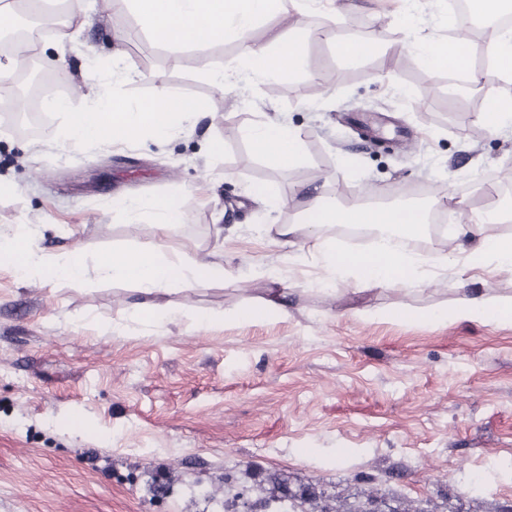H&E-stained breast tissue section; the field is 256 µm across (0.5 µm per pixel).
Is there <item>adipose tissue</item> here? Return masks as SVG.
<instances>
[{
    "instance_id": "adipose-tissue-1",
    "label": "adipose tissue",
    "mask_w": 512,
    "mask_h": 512,
    "mask_svg": "<svg viewBox=\"0 0 512 512\" xmlns=\"http://www.w3.org/2000/svg\"><path fill=\"white\" fill-rule=\"evenodd\" d=\"M144 29L159 41L178 49L219 43L233 37L240 44L239 66L249 77L291 84L304 70L307 42L298 35L273 33L268 45L255 44L250 34L257 20L283 12L284 0H130ZM424 63L432 69L457 73L469 67L468 46L459 38L428 37L421 43ZM490 63L486 76L505 83V90H490L474 120L490 132L512 126V28L501 30L488 46ZM201 103L172 95L159 86L146 100L131 103L98 93L84 111L73 113L63 131L72 148L85 149L115 140L138 141L164 137L180 124L203 112ZM244 136L254 151L277 167L288 169L303 158L302 132L288 123L266 120L247 127ZM122 207L136 221L148 220L160 232L178 221L181 205L174 198L139 196L123 199ZM512 222V206L498 205L493 212L480 213L475 223L463 227L470 245L464 250L463 268L487 266L512 271V236L492 233L495 224ZM426 212L418 206H373L363 202L344 203L336 196L317 190L309 195L300 220L277 228L280 237L293 240L307 235L311 251L319 261L325 281H353L356 284L391 288L416 287L424 278L420 253L392 244V237L420 238L426 230ZM350 224L392 229L369 250H344L320 230L327 225ZM0 268L23 279L46 284H78L88 267L78 249L61 255L46 254L36 244L28 225H16L0 236ZM96 275L102 280L132 284L142 294L133 316L138 320H159L168 310L156 302L158 294L176 289L204 288L223 281L226 272L218 262L191 257L169 259L152 248H115L100 254ZM449 318H468L486 323L512 322V298L485 295L463 297L448 312Z\"/></svg>"
}]
</instances>
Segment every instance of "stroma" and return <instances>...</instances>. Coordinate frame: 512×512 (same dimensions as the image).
<instances>
[{
  "instance_id": "stroma-1",
  "label": "stroma",
  "mask_w": 512,
  "mask_h": 512,
  "mask_svg": "<svg viewBox=\"0 0 512 512\" xmlns=\"http://www.w3.org/2000/svg\"><path fill=\"white\" fill-rule=\"evenodd\" d=\"M84 26L42 37V69L59 75L69 112L103 88L131 101L161 85L205 114L167 138L88 149L49 138L15 96L0 99V231L28 225L51 254L87 258L151 246L169 258L223 263L224 282L159 297L169 316H130L141 294L88 275L77 285L0 269V512H224V471L318 483L346 496L355 478L394 471L383 490L411 504L447 495L512 502V322L431 320L463 296L512 297V272L455 271L414 288L324 286L313 256L278 236L296 221V187L343 200L410 194L428 216L471 223L484 176L512 171V129L489 133L471 101L425 65L417 38L450 37L448 0H420L415 40L399 0H333L259 20L252 35L300 27L306 67L290 86L244 80L228 39L173 50L144 30L128 0H80ZM380 39L383 56L347 63L337 39ZM126 66H112L113 49ZM224 74L217 88L210 71ZM276 117L301 129L305 158L283 170L256 156L243 128ZM223 151L211 156V142ZM349 178H341L343 167ZM454 197L446 211L432 207ZM133 195L187 197L160 236L120 205ZM285 292L287 316L197 327ZM414 312L411 320L400 311ZM80 412L93 426L74 429Z\"/></svg>"
}]
</instances>
